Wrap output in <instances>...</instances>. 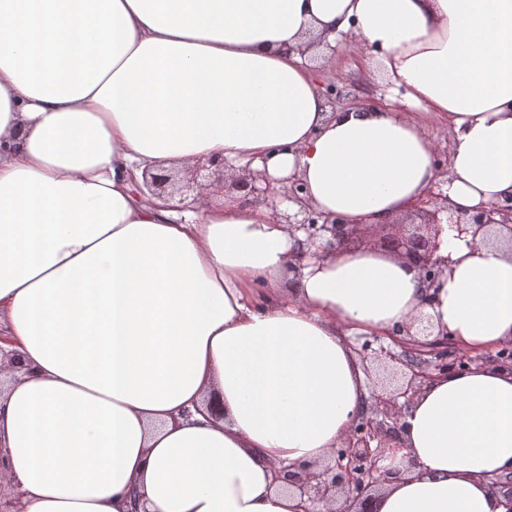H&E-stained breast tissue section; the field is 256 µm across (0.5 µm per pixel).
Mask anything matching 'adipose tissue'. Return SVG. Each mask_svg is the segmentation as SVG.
<instances>
[{"label": "adipose tissue", "mask_w": 512, "mask_h": 512, "mask_svg": "<svg viewBox=\"0 0 512 512\" xmlns=\"http://www.w3.org/2000/svg\"><path fill=\"white\" fill-rule=\"evenodd\" d=\"M352 38L390 95L331 110L318 74ZM450 127L447 170L428 123ZM295 177L375 230L512 193V0H0V480L23 512H304L371 401L352 338L430 316L471 354L512 341V241L441 224L436 286L371 244L299 260L273 204L137 195L146 167ZM217 403L222 417L206 406ZM384 451L373 512H506L512 372L428 383Z\"/></svg>", "instance_id": "ef3b65f1"}]
</instances>
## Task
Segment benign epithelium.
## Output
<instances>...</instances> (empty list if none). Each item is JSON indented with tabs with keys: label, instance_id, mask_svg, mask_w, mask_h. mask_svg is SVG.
Instances as JSON below:
<instances>
[{
	"label": "benign epithelium",
	"instance_id": "obj_1",
	"mask_svg": "<svg viewBox=\"0 0 512 512\" xmlns=\"http://www.w3.org/2000/svg\"><path fill=\"white\" fill-rule=\"evenodd\" d=\"M172 181V176L166 172L147 170L143 173L140 194L163 196ZM232 181L243 192L246 203L264 202L269 197L278 196L283 201L300 205L293 214L276 211L278 223L304 231L308 241L320 242L323 250L361 243L366 237V232L338 219L330 221L316 209L303 204L306 188L297 178H286L283 185L275 189L268 183L266 171L248 168ZM224 185V163L213 160L192 165L190 177L181 190L198 194L207 187L222 190ZM431 204L434 210L427 213V217L430 224L436 225L439 223L437 215L448 210V196L435 193ZM448 223L460 236L468 233L475 236L487 224H499L512 231V194L469 218L459 216L449 219ZM376 239L388 252L416 261L423 281L430 286L437 283L447 269V261L436 256L438 241L434 234L413 233L404 238L393 233V225L388 224L376 231ZM415 323L421 338H393L399 347L397 352L385 348L376 336L359 343L358 353L362 360L379 362L396 381V386L392 389L373 387L370 411L358 417L348 436L333 451L330 461L315 473L291 465L278 471L281 481L306 498V512H332L330 505L336 503L341 493L345 494V505L338 512H372L373 493L397 478V471L381 465L383 449L398 440L400 419L416 393L425 382L450 372H462L475 361L461 352L446 335L429 339L432 324L425 323L424 317L416 318ZM490 359L512 371V342L499 346ZM20 496L17 490L0 488V512H20Z\"/></svg>",
	"mask_w": 512,
	"mask_h": 512
}]
</instances>
